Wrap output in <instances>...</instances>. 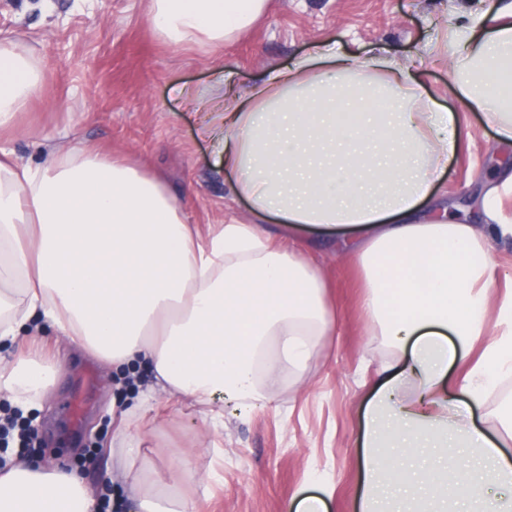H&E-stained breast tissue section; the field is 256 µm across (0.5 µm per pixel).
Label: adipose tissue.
Returning <instances> with one entry per match:
<instances>
[{
	"label": "adipose tissue",
	"mask_w": 512,
	"mask_h": 512,
	"mask_svg": "<svg viewBox=\"0 0 512 512\" xmlns=\"http://www.w3.org/2000/svg\"><path fill=\"white\" fill-rule=\"evenodd\" d=\"M268 0H151L171 46L216 52L250 28ZM460 99L512 147V0L448 35ZM31 49L0 38V133L42 98ZM202 131L233 192L279 226L187 224L155 178L92 148L48 146L37 166L0 149V395L42 410L57 363L32 332L46 323L128 383L112 459V501L126 512H197L187 464L168 481L140 453L161 402L198 407L196 447L224 428L217 402L274 403L338 320L296 241L335 237L356 255L364 307L385 338L364 413L359 512H512V398L495 436L476 407L512 381V289H499L494 246L512 245V165L481 190L483 221L453 217L438 171L460 145L454 113L377 52L353 58L318 45L272 72L247 101L225 97ZM0 512H99L76 472L15 458L0 468Z\"/></svg>",
	"instance_id": "adipose-tissue-1"
}]
</instances>
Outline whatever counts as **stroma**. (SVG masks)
I'll return each mask as SVG.
<instances>
[{
    "mask_svg": "<svg viewBox=\"0 0 512 512\" xmlns=\"http://www.w3.org/2000/svg\"><path fill=\"white\" fill-rule=\"evenodd\" d=\"M502 2L269 0L257 25L215 56L162 43L149 22L148 0H0V32L23 35L47 75L42 101L18 115L0 147L35 166L45 141L85 145L158 177L185 207L188 223H254L257 215L233 194L232 175L199 135L196 94L227 76L245 96L268 70L289 66L315 42L358 58L383 47L411 67L436 107L456 114L461 146L435 187L437 196L468 206L502 150L481 112L462 106L438 53L449 27ZM467 216L476 219V210ZM310 257L326 282L338 331L272 406L241 414L225 404L224 432L216 438L223 459L193 449L204 428L197 409L168 403L148 416L147 458L163 471L183 459L203 474L194 488L200 512H289L290 501L318 493L324 482L334 489L328 512H357L362 412L380 364L379 339L362 307L357 261L330 244ZM46 337L58 344L59 373L35 421L44 458L79 469L91 490H99L112 475V373L55 331ZM89 365L94 390L76 427L67 403Z\"/></svg>",
    "mask_w": 512,
    "mask_h": 512,
    "instance_id": "1",
    "label": "stroma"
}]
</instances>
